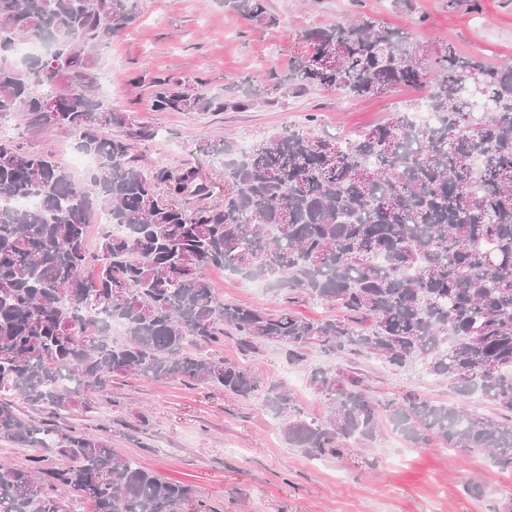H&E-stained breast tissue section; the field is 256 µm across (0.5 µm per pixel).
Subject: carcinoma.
<instances>
[{
    "mask_svg": "<svg viewBox=\"0 0 512 512\" xmlns=\"http://www.w3.org/2000/svg\"><path fill=\"white\" fill-rule=\"evenodd\" d=\"M268 27L267 0H223ZM136 17L135 0H0V117L22 112L37 130L71 134L97 158L77 180L49 153L0 139V197L35 195V208L0 205V442L36 448L23 464L0 461V512H206L196 491L164 481L82 427L25 418L19 404L59 416L81 393L107 394L112 374L179 379L241 398L263 395L291 448L340 455L373 443L385 424L412 448L438 439L512 468V66L423 49L407 34L361 17L310 30V51L265 85L246 79L230 99L170 80L155 82L157 111L244 110L281 91L382 95L420 89L437 114L419 126L405 112L353 137L311 115L238 154L224 141V199L197 170L143 168L131 141L152 133L97 96L98 52ZM49 52L6 61L19 37ZM124 128L110 137L104 131ZM194 198L198 204L187 207ZM101 214L125 228L101 230ZM222 268L260 280L289 303L336 304L314 320L221 300L207 276ZM119 319L125 339L100 319ZM234 336L299 358L372 354L415 363L475 391L501 419L413 395L383 401L339 367L311 376L322 413L309 417L287 389L256 370L200 349ZM198 352L193 353L189 348ZM61 457L65 464H52Z\"/></svg>",
    "mask_w": 512,
    "mask_h": 512,
    "instance_id": "cac0c4a2",
    "label": "carcinoma"
}]
</instances>
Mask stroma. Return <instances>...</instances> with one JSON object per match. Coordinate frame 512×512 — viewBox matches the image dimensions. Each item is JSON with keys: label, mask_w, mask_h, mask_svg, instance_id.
I'll use <instances>...</instances> for the list:
<instances>
[{"label": "stroma", "mask_w": 512, "mask_h": 512, "mask_svg": "<svg viewBox=\"0 0 512 512\" xmlns=\"http://www.w3.org/2000/svg\"><path fill=\"white\" fill-rule=\"evenodd\" d=\"M415 4L410 14L395 10L391 0H268L280 19L278 27L269 28L225 10L221 0H137L138 20L98 55L100 93L133 123L153 131V139L132 147L140 164L195 168L219 199L224 165L214 149L223 140L249 145L283 127L304 125L311 114L328 131L351 135L406 111L418 91L403 87L360 99L312 91L246 110L158 112L152 108L153 81L198 83L212 93L235 79L262 82L308 51L311 29L363 15L407 31L423 47L444 42L466 56L512 63V0ZM0 123L23 149L54 154L61 163H68L75 149L69 134L32 130L21 113ZM209 277L227 302L271 314L287 307L313 319L340 314L336 306L307 298L287 303L280 292L252 287L230 271L213 268ZM215 353L283 383L312 415L320 414L322 404L310 374L332 365L359 373L379 400L411 393L464 404L479 417L496 412L480 395L456 393L450 381L418 367L397 370L373 355H330L315 346L293 360L273 345L242 351L230 336ZM62 417L107 437L114 451L160 478L192 486L213 512H512V469H498L486 455L438 442L410 448L385 428L371 445L352 442L342 456L311 457L288 446L258 395L243 399L176 379L116 374L108 395L79 396ZM475 482L483 489L478 497L469 491Z\"/></svg>", "instance_id": "1"}]
</instances>
